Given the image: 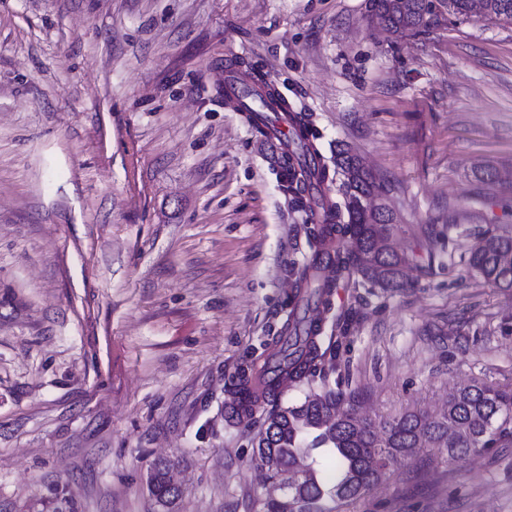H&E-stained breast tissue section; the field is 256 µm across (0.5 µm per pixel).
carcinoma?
<instances>
[{
  "label": "carcinoma",
  "mask_w": 512,
  "mask_h": 512,
  "mask_svg": "<svg viewBox=\"0 0 512 512\" xmlns=\"http://www.w3.org/2000/svg\"><path fill=\"white\" fill-rule=\"evenodd\" d=\"M368 13L381 18L388 31L398 38L419 34L448 14L457 18L480 15L491 21L512 25V0H368ZM302 134L283 157L288 168V187L301 203L307 199L320 210L321 217L310 228L313 240L321 245L300 273L298 310L288 319L279 347L267 365L277 368L284 380L299 383L324 374L325 354L316 343L317 325L307 315L311 305L325 302L333 283L322 279L324 267L336 266V278L355 273L385 289L403 286L400 268L409 256L394 250L374 252L361 263L357 252L344 249L348 237L373 252L376 238L394 233V210L380 201L364 211L357 206L363 196L382 198L373 174L348 149L336 151V169L345 177L350 203H334L317 196L313 188L325 181L327 167L321 154L305 136L306 118L292 116ZM512 253V231L480 232L472 248L469 266L488 284L512 290V264L503 257ZM240 412L252 414L258 402L272 404L265 420V436L258 440L251 462L266 467L274 478L284 470L301 475L291 490L296 512H339L363 492L405 464L409 449L430 448L448 464L462 466L475 454L512 438V389L506 390L474 380L448 397V407L435 415L407 411L379 422L357 417L352 393L330 389L304 400L281 405L278 389L243 379L238 386ZM326 454L332 476L318 475L317 457ZM169 463H154L149 476L150 496L175 512L180 492L170 484Z\"/></svg>",
  "instance_id": "cac0c4a2"
}]
</instances>
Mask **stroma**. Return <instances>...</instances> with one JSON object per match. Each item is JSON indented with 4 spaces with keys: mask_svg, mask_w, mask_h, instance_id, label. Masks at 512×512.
I'll return each instance as SVG.
<instances>
[{
    "mask_svg": "<svg viewBox=\"0 0 512 512\" xmlns=\"http://www.w3.org/2000/svg\"><path fill=\"white\" fill-rule=\"evenodd\" d=\"M271 81L325 162L357 154L413 258L403 288L340 278L309 315L325 377L378 421L454 385L512 386V290L468 271L512 230V25L404 40L366 0H0V512H254L267 405L234 416L297 302L314 215L279 146L224 98ZM350 512H512V443L428 448ZM168 471L169 463L167 461L159 460L155 462L150 472L148 489L152 498L164 502L170 508V512H173L176 511L175 507L180 492L170 484Z\"/></svg>",
    "mask_w": 512,
    "mask_h": 512,
    "instance_id": "obj_1",
    "label": "stroma"
}]
</instances>
